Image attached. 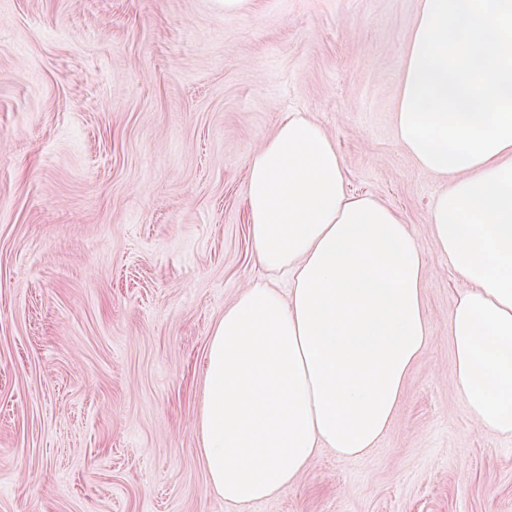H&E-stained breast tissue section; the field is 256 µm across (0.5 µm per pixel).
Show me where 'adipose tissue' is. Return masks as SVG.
<instances>
[{
	"instance_id": "obj_1",
	"label": "adipose tissue",
	"mask_w": 512,
	"mask_h": 512,
	"mask_svg": "<svg viewBox=\"0 0 512 512\" xmlns=\"http://www.w3.org/2000/svg\"><path fill=\"white\" fill-rule=\"evenodd\" d=\"M445 183L428 222L465 282L449 316L452 396L512 438V0H421L394 112ZM258 262L207 346L196 431L214 492L247 504L297 485L320 449L375 447L431 343L423 249L399 214L346 189L334 141L294 113L248 159Z\"/></svg>"
}]
</instances>
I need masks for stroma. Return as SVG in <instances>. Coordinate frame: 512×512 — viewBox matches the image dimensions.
<instances>
[{
    "mask_svg": "<svg viewBox=\"0 0 512 512\" xmlns=\"http://www.w3.org/2000/svg\"><path fill=\"white\" fill-rule=\"evenodd\" d=\"M419 0H0V512H512V439L448 393L464 283L430 246L442 185L393 112ZM293 112L347 189L398 212L435 341L384 438L320 450L248 505L195 430L206 346L242 287L247 160Z\"/></svg>",
    "mask_w": 512,
    "mask_h": 512,
    "instance_id": "obj_1",
    "label": "stroma"
}]
</instances>
